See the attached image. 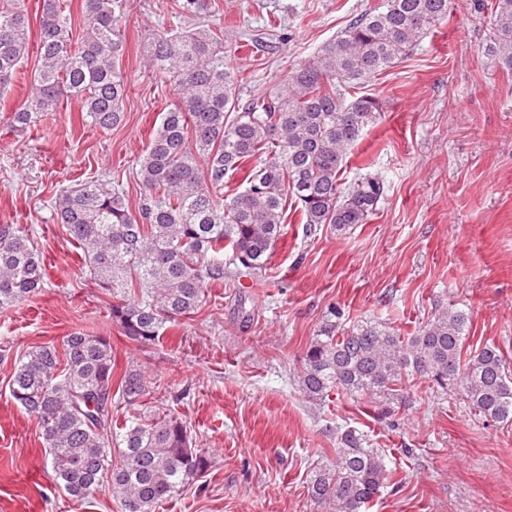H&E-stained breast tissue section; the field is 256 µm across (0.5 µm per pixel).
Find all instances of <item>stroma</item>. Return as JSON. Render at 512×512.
I'll return each mask as SVG.
<instances>
[{"instance_id":"35a3bbf8","label":"stroma","mask_w":512,"mask_h":512,"mask_svg":"<svg viewBox=\"0 0 512 512\" xmlns=\"http://www.w3.org/2000/svg\"><path fill=\"white\" fill-rule=\"evenodd\" d=\"M377 2L215 0L240 96L282 91L295 64ZM472 2L452 0L447 21L352 91L383 105L343 176L349 184L382 176L385 193L368 223L310 233L287 211L266 276L214 285L197 314L144 351L112 322L111 297L79 274L80 251L51 203L88 177L116 175L137 204V160L175 100L170 82L145 69L144 43L189 25L184 0H133L124 119L111 130L82 125L74 101L37 128L12 129V110L35 92L28 58L0 106V224L27 231L51 282L0 312V350L9 354L0 362V512H123L109 485L80 503L51 484L38 421L9 394L12 359L76 329L110 336L117 371L132 365L154 383L140 408L113 399L114 419L137 410L180 419L211 459L205 476L157 512H322L309 475L332 459L336 433L348 427L387 462L368 512H512V422L475 416L459 394L418 376L404 403L387 410L346 395L308 400L296 377L333 309L342 327L371 321L403 336L436 310H461L468 349L496 344L512 370V71L488 55L491 12Z\"/></svg>"}]
</instances>
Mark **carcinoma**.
Listing matches in <instances>:
<instances>
[{"mask_svg": "<svg viewBox=\"0 0 512 512\" xmlns=\"http://www.w3.org/2000/svg\"><path fill=\"white\" fill-rule=\"evenodd\" d=\"M451 0H379L350 20L311 59L297 64L288 93L242 100L224 64V30L214 24L152 38L146 62L169 79L176 101L135 172L132 208L120 180L82 181L56 198L54 213L83 253L87 273L112 296V321L142 348L196 314L224 277L266 270L282 236L286 205L312 230L365 224L384 194L378 176L343 186L348 150L381 119L368 96L347 97L360 81L391 67L448 18ZM127 0H82L84 34L73 39L65 0H41L36 92L11 113L17 130L37 127L62 101L78 99L81 119L110 130L123 117L127 81L122 24ZM488 54L512 71V0H495ZM30 19L23 0H0V102L28 58ZM239 180L233 189L229 183ZM231 250L224 271V250ZM47 281L41 252L16 224H0V310L27 302ZM468 317L445 309L411 336L376 323L329 322L311 341L298 372L310 400L338 394L403 400L409 377L457 390L475 414L512 421V378L491 343L463 354ZM129 406L149 386L143 371L114 375L110 337L76 330L61 343L27 351L13 364V401L36 417L52 484L83 502L108 478L124 512H156L179 487L205 474L210 458L191 446L173 417L135 418L112 431V390ZM117 448L120 463L109 457ZM335 457L313 471L312 500L326 512H366L387 479L383 455L346 429Z\"/></svg>", "mask_w": 512, "mask_h": 512, "instance_id": "obj_1", "label": "carcinoma"}]
</instances>
